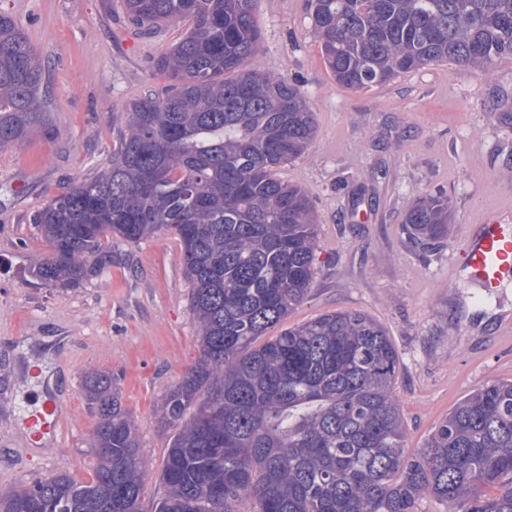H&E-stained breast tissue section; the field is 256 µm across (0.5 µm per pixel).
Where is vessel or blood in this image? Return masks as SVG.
I'll return each instance as SVG.
<instances>
[{"instance_id": "1", "label": "vessel or blood", "mask_w": 512, "mask_h": 512, "mask_svg": "<svg viewBox=\"0 0 512 512\" xmlns=\"http://www.w3.org/2000/svg\"><path fill=\"white\" fill-rule=\"evenodd\" d=\"M461 262L469 278L492 293L512 280V225L493 219L469 227Z\"/></svg>"}]
</instances>
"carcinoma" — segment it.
Listing matches in <instances>:
<instances>
[{"label":"carcinoma","instance_id":"carcinoma-1","mask_svg":"<svg viewBox=\"0 0 512 512\" xmlns=\"http://www.w3.org/2000/svg\"><path fill=\"white\" fill-rule=\"evenodd\" d=\"M254 2L122 0L140 35L189 27L157 62L165 85L129 103L110 166L33 216L50 252L32 276L78 287L112 266V238L179 239L200 355L163 398L161 422L177 430L152 512H416L425 496L447 512H512V379L476 389L411 451L382 324L343 310L270 335L311 291L314 210L277 171L307 148L315 118L297 85L256 64ZM309 15L345 88L512 57V0H309ZM45 80L1 14L0 147L44 124ZM449 216L446 196L426 195L405 230L438 242ZM81 388L98 418L92 479L57 472L1 491L0 512H144L148 462L112 374L88 370Z\"/></svg>","mask_w":512,"mask_h":512}]
</instances>
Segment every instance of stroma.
Instances as JSON below:
<instances>
[{
  "instance_id": "obj_1",
  "label": "stroma",
  "mask_w": 512,
  "mask_h": 512,
  "mask_svg": "<svg viewBox=\"0 0 512 512\" xmlns=\"http://www.w3.org/2000/svg\"><path fill=\"white\" fill-rule=\"evenodd\" d=\"M0 13L42 58L49 126L0 148V490L61 470L91 479L97 417L81 377L96 369L111 372L138 425L149 503L174 433L156 408L199 356L181 245L168 232L116 240L111 267L78 287L50 288L30 275L49 250L32 217L110 164L127 104L163 86L156 62L187 24L142 38L114 0H0ZM255 17L260 66L298 84L316 121L305 152L278 171L306 192L318 230L310 295L283 325L336 310L381 322L400 357L394 394L407 443L422 447L463 397L512 379V327L496 314L512 307V286L483 297L459 262L468 225L512 220V60L487 71L439 63L349 90L324 64L306 0H256ZM428 193L447 196L452 211L433 250L402 230L412 201ZM31 353L48 356L54 384L26 378ZM50 392L66 406L36 444L30 419Z\"/></svg>"
}]
</instances>
